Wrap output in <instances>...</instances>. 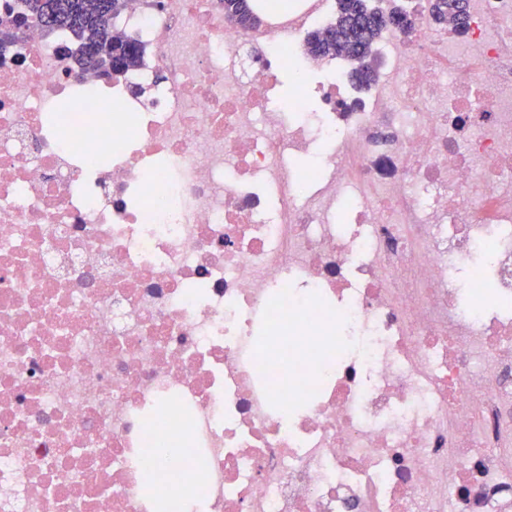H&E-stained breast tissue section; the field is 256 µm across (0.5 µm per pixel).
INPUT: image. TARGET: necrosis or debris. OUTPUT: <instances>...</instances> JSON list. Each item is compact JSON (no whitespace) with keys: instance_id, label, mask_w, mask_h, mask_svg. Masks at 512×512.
Returning <instances> with one entry per match:
<instances>
[{"instance_id":"4bbe7bcc","label":"necrosis or debris","mask_w":512,"mask_h":512,"mask_svg":"<svg viewBox=\"0 0 512 512\" xmlns=\"http://www.w3.org/2000/svg\"><path fill=\"white\" fill-rule=\"evenodd\" d=\"M332 4L124 0L110 81L69 33L0 37V512H153L163 409L206 512H512V0L462 37L413 0L364 98L291 56ZM267 330L312 361L288 388ZM224 2V15L233 19L240 27L243 29H252L257 27L260 22L256 24H252L253 16L256 18L263 19V24H265L266 17L260 11V13L256 12L254 5L249 2L250 0H222Z\"/></svg>"}]
</instances>
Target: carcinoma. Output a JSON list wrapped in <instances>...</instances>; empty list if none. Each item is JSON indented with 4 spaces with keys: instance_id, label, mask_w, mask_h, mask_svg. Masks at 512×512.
<instances>
[{
    "instance_id": "cac0c4a2",
    "label": "carcinoma",
    "mask_w": 512,
    "mask_h": 512,
    "mask_svg": "<svg viewBox=\"0 0 512 512\" xmlns=\"http://www.w3.org/2000/svg\"><path fill=\"white\" fill-rule=\"evenodd\" d=\"M224 14L244 29L254 28L257 16L249 0H223ZM457 0H434L432 18L443 25ZM25 21L33 20L43 29L70 31L79 44L80 58L96 73L105 68V55H112L123 74L139 66L140 46L132 39L113 32L112 21L119 9L118 0H24ZM388 30L381 13L368 0H336V21L325 30L308 33L307 55L316 58L341 57L351 64L349 78L360 88L374 81L370 66L372 48Z\"/></svg>"
}]
</instances>
